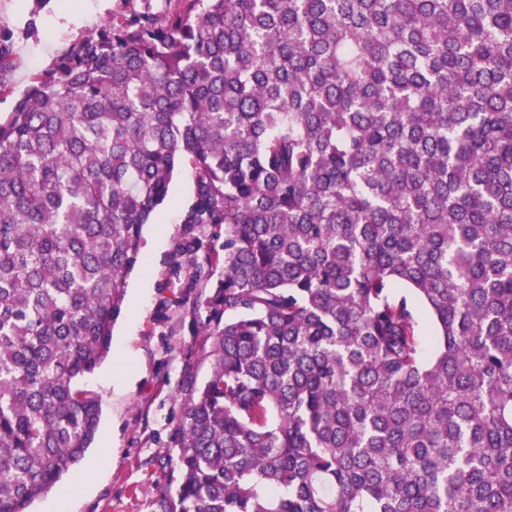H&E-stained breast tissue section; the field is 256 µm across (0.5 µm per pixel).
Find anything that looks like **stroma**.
Masks as SVG:
<instances>
[{"label":"stroma","instance_id":"stroma-1","mask_svg":"<svg viewBox=\"0 0 512 512\" xmlns=\"http://www.w3.org/2000/svg\"><path fill=\"white\" fill-rule=\"evenodd\" d=\"M163 0H0L10 65L0 72V114L10 112L33 77L111 21ZM189 164L176 171L166 201L144 228L143 260L128 279L108 359L82 379L101 400V421L84 459L31 512H162L181 482L171 463L181 405L208 373L201 324L218 272L174 260L196 226Z\"/></svg>","mask_w":512,"mask_h":512}]
</instances>
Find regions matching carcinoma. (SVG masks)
Returning <instances> with one entry per match:
<instances>
[{
	"label": "carcinoma",
	"instance_id": "1",
	"mask_svg": "<svg viewBox=\"0 0 512 512\" xmlns=\"http://www.w3.org/2000/svg\"><path fill=\"white\" fill-rule=\"evenodd\" d=\"M167 2L0 117V512L93 444L183 160L224 254L163 512H512V0Z\"/></svg>",
	"mask_w": 512,
	"mask_h": 512
}]
</instances>
